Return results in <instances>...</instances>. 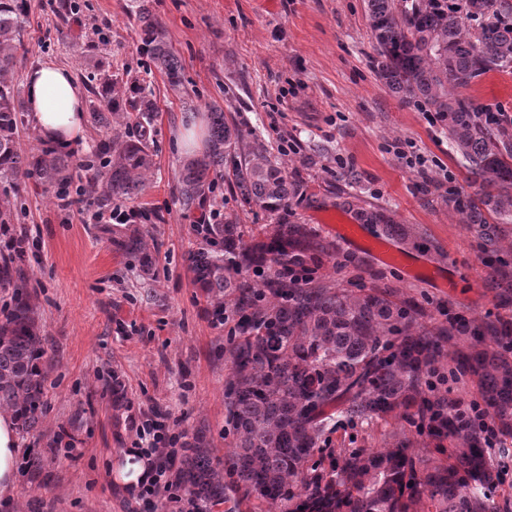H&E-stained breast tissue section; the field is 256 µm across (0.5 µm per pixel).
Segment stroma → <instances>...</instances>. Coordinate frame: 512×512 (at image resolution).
I'll return each mask as SVG.
<instances>
[{
	"mask_svg": "<svg viewBox=\"0 0 512 512\" xmlns=\"http://www.w3.org/2000/svg\"><path fill=\"white\" fill-rule=\"evenodd\" d=\"M25 40L31 67L53 59L71 67L83 87L98 68L138 80L152 102L146 125L155 168L142 195L120 202L146 216L137 223L156 251L153 274L118 252L119 222L98 223L95 207L77 218L49 202L28 180L11 195V232L25 241V269L46 338L42 360L46 408L36 430L19 435L17 499L0 512H136L130 495L109 482V464L126 448L143 447L132 422L156 419L168 433L205 428L222 458L233 450L224 388L231 374L226 352L234 319L214 321L195 288L187 256L198 239L199 208L183 209L177 180L187 154L176 142L187 116L207 115L219 103L246 140L261 141L302 190L272 214L242 206L231 180L219 181L210 201L246 237L284 222L307 225L330 252L319 278L338 288H385L413 307L418 320L442 326L464 318L512 321V299L491 267L512 263L507 245L485 252L471 225L449 207L447 192H480L441 122L390 92L374 73L366 0H148L168 42L182 59L183 83L173 89L141 48L138 0H29ZM482 112L512 113V70H492L464 89ZM413 142L429 166L407 167L394 142ZM449 190L435 188L442 173ZM389 212L413 234L392 237L402 252L432 269L454 266L455 286L405 279L349 251L324 229L335 214L351 218L345 197ZM428 447L412 423L386 415L329 434L330 448L385 447L392 435Z\"/></svg>",
	"mask_w": 512,
	"mask_h": 512,
	"instance_id": "stroma-1",
	"label": "stroma"
}]
</instances>
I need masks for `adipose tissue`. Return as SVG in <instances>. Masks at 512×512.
Here are the masks:
<instances>
[{
	"label": "adipose tissue",
	"mask_w": 512,
	"mask_h": 512,
	"mask_svg": "<svg viewBox=\"0 0 512 512\" xmlns=\"http://www.w3.org/2000/svg\"><path fill=\"white\" fill-rule=\"evenodd\" d=\"M29 119L42 142L55 149L70 147L84 130L85 90L69 68L53 61L31 67L26 75ZM18 424L12 413L0 412V499L18 493ZM155 467L138 448L125 449L113 474L122 491L137 492Z\"/></svg>",
	"instance_id": "obj_1"
}]
</instances>
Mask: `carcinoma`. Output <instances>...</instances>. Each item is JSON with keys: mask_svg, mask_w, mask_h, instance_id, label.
I'll use <instances>...</instances> for the list:
<instances>
[{"mask_svg": "<svg viewBox=\"0 0 512 512\" xmlns=\"http://www.w3.org/2000/svg\"><path fill=\"white\" fill-rule=\"evenodd\" d=\"M28 12V0H0V181L17 187L34 178L62 205L76 172L72 155L19 145L24 111L17 74ZM366 12L378 78L439 114L448 141L480 182L477 197L450 195L448 205L466 214L485 247L500 248L498 225L512 224V131L484 121L458 90L487 71L512 69V0H367ZM137 20L147 52L170 84L181 86V59L148 5H140ZM93 81L89 122L103 137L82 164L83 195L107 210L114 199H136L154 167L145 126L135 136L116 131L152 105L135 82L121 83L107 70ZM208 132L207 151L181 165L183 208L214 193L226 174L243 204L270 213L300 190L215 103ZM347 205L362 223L413 240L385 211L366 209L356 197ZM194 232L199 246L187 257L193 283L216 312L229 299L239 331L225 390L235 448L220 460L197 429L176 472L195 512H213L232 493L272 512H495V466L482 429L436 393L433 382L441 378L453 328L425 330L384 292L298 279L329 250L303 224H275L264 239L249 242L230 220L196 224ZM112 245L135 258L143 273L153 270L147 235L135 230L112 238ZM24 261L22 248L0 256V288H13L12 304L0 309V410L14 413L28 432L43 413L39 360L46 350ZM473 335L460 369L477 379L491 420L512 433V356L499 352L512 327L487 321ZM390 413L410 420L434 447L416 448L395 435L387 448H341L327 469L315 459L324 451L323 436L343 421Z\"/></svg>", "mask_w": 512, "mask_h": 512, "instance_id": "1", "label": "carcinoma"}]
</instances>
